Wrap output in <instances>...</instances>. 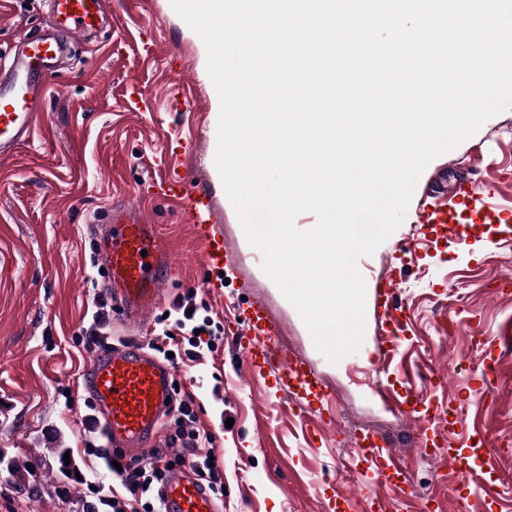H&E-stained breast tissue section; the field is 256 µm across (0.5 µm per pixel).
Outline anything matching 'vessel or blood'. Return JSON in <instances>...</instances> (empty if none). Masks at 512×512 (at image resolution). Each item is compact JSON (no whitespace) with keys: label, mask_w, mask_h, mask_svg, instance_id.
Instances as JSON below:
<instances>
[{"label":"vessel or blood","mask_w":512,"mask_h":512,"mask_svg":"<svg viewBox=\"0 0 512 512\" xmlns=\"http://www.w3.org/2000/svg\"><path fill=\"white\" fill-rule=\"evenodd\" d=\"M47 18L10 50L9 66L0 78V160L30 143L42 117L45 80L78 39L102 26L107 0H44ZM148 190L181 203L204 247L208 269L218 272L235 256L224 245L208 195L190 191L181 173L149 181ZM483 205L475 185L453 184L432 195L422 209L430 221L460 202ZM105 229L97 234L96 254L104 268L103 297L115 316L127 326H141L163 299L162 287L171 269L170 245L161 228L141 209L114 203L104 217ZM396 282L388 280L377 296L376 312L388 333L402 325L396 306ZM246 330L235 343L242 364L252 372L271 376L277 389L289 392L310 414L329 417L333 400L323 390L315 372L291 355L280 331L263 303L240 308ZM174 368L153 355L137 340L100 348L82 371L81 396L94 411L96 423L109 448L137 453L154 441L171 406ZM356 455L364 470L378 480L400 476L395 455L379 438L360 437ZM163 512H219L207 489L190 467L168 471L159 488Z\"/></svg>","instance_id":"1"}]
</instances>
